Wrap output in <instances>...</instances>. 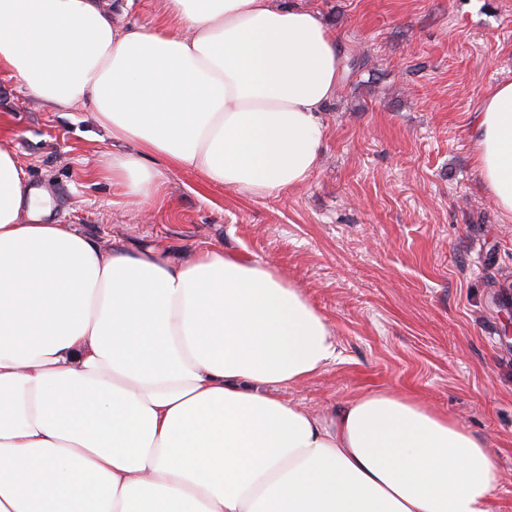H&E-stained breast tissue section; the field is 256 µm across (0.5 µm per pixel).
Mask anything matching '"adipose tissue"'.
Listing matches in <instances>:
<instances>
[{
	"label": "adipose tissue",
	"instance_id": "obj_1",
	"mask_svg": "<svg viewBox=\"0 0 512 512\" xmlns=\"http://www.w3.org/2000/svg\"><path fill=\"white\" fill-rule=\"evenodd\" d=\"M173 28L101 0H0V70L114 142L137 203L158 162L265 198L319 165L342 57L318 12L164 0ZM480 182L512 217V81L474 128ZM0 146V512H493L487 438L409 395L314 414L285 397L337 357L326 316L269 262L177 258L51 220Z\"/></svg>",
	"mask_w": 512,
	"mask_h": 512
}]
</instances>
